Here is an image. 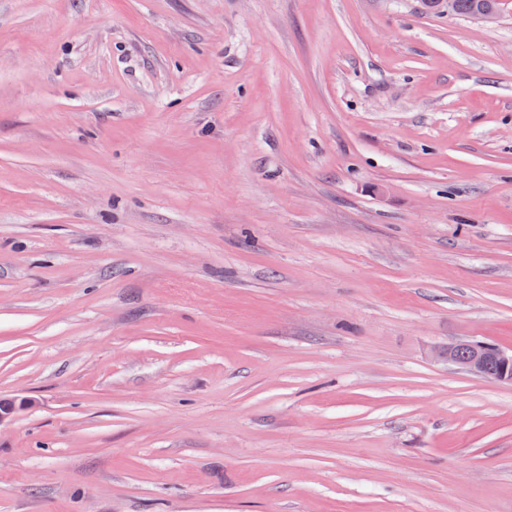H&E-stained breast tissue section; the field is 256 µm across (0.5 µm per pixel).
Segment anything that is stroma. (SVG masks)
Returning a JSON list of instances; mask_svg holds the SVG:
<instances>
[{
  "label": "stroma",
  "mask_w": 512,
  "mask_h": 512,
  "mask_svg": "<svg viewBox=\"0 0 512 512\" xmlns=\"http://www.w3.org/2000/svg\"><path fill=\"white\" fill-rule=\"evenodd\" d=\"M0 0V512H512V0ZM442 1V7H446L448 9V1ZM452 3L448 9V16H462L469 18H476V14L484 5H489L493 7L498 12H495L491 9H483L479 19L481 21L491 23L494 22L498 18V13L502 10V3L500 0H451ZM445 2V3H444ZM433 356L438 362L454 366L488 383H512V350L469 340L436 347Z\"/></svg>",
  "instance_id": "obj_1"
}]
</instances>
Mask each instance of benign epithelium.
Listing matches in <instances>:
<instances>
[{
    "label": "benign epithelium",
    "instance_id": "1",
    "mask_svg": "<svg viewBox=\"0 0 512 512\" xmlns=\"http://www.w3.org/2000/svg\"><path fill=\"white\" fill-rule=\"evenodd\" d=\"M433 356L438 362L454 366L488 383H512V350L469 340L437 347Z\"/></svg>",
    "mask_w": 512,
    "mask_h": 512
}]
</instances>
